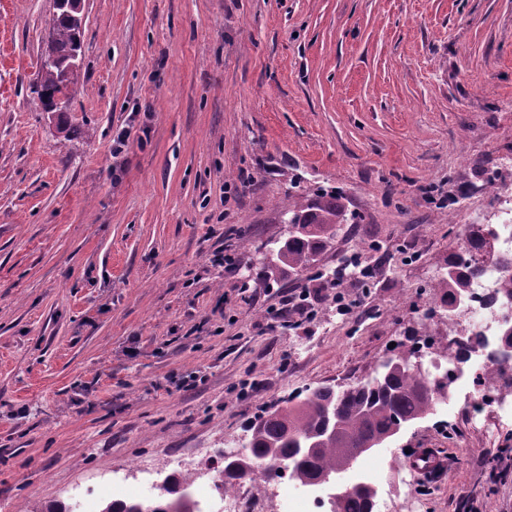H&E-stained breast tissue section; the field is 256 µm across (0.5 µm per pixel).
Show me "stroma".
Segmentation results:
<instances>
[{"mask_svg":"<svg viewBox=\"0 0 512 512\" xmlns=\"http://www.w3.org/2000/svg\"><path fill=\"white\" fill-rule=\"evenodd\" d=\"M52 14L0 0V512L183 477L290 396L371 379L389 344L447 343L422 318L438 272L485 187L512 196V0H85L62 126L31 90ZM333 190L358 221L314 267L364 250L376 279L346 288L355 314L319 280L309 316L277 315L310 275L254 260L289 199ZM472 369L362 458L387 512H512V419L471 424ZM414 448L445 474L404 471Z\"/></svg>","mask_w":512,"mask_h":512,"instance_id":"obj_1","label":"stroma"}]
</instances>
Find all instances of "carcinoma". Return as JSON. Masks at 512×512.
<instances>
[{"label": "carcinoma", "instance_id": "obj_1", "mask_svg": "<svg viewBox=\"0 0 512 512\" xmlns=\"http://www.w3.org/2000/svg\"><path fill=\"white\" fill-rule=\"evenodd\" d=\"M80 27L71 19L62 17L55 26V40L62 57L79 53ZM40 82L37 93L44 98L47 91L64 79V71L57 61L41 60ZM288 217H294L300 231L288 236L279 250L275 267L290 272H301L316 261L326 243L333 239L343 225L356 220L347 213L340 194L322 192L314 199L288 205ZM496 232L485 227L476 235L471 249L448 257L438 276L443 288L442 311H455L464 304L467 292V274L479 271L474 252L491 253ZM457 349L451 351L448 363L468 358L469 351L486 347L479 336L469 337L467 343L454 341ZM418 350L403 349L386 357L387 364L368 383H355L342 390L333 387L315 388L304 397L288 400V405L266 412L255 419L247 430L244 452L224 460V473L231 480L253 479L254 465L265 463L260 480L268 482L279 476L281 465L288 466L290 475L301 485L332 476L342 467L345 449L366 445L383 446L394 433L407 423L430 414L448 393L454 377L448 372L433 375L420 372L412 364ZM175 489L162 487V496L145 505L107 503L100 512H194L187 500V492L175 498ZM372 489L356 486L338 502L336 512H368Z\"/></svg>", "mask_w": 512, "mask_h": 512}]
</instances>
